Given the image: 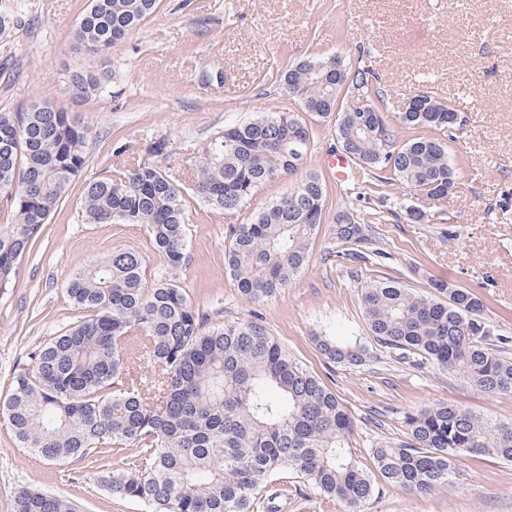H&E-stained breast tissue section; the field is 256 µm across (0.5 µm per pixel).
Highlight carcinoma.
I'll list each match as a JSON object with an SVG mask.
<instances>
[{
  "instance_id": "1",
  "label": "carcinoma",
  "mask_w": 512,
  "mask_h": 512,
  "mask_svg": "<svg viewBox=\"0 0 512 512\" xmlns=\"http://www.w3.org/2000/svg\"><path fill=\"white\" fill-rule=\"evenodd\" d=\"M159 0H89L73 31L74 50L112 52L158 8ZM301 111L336 114L340 147L361 166L390 174L429 201H445L456 172L445 146L433 138L401 143L394 124L362 129L347 112L349 95L375 107L380 87L366 67L339 60H305L283 75ZM75 103L108 92L105 74L74 73ZM453 107L414 94L398 122L448 136ZM87 128L48 106L0 112V200L12 210V228L0 234V291L69 185L86 164ZM311 147L305 121L278 112L230 126L202 148L190 188L209 206L232 211L260 185L303 166ZM154 157L86 180L81 218L87 224H141L171 267L186 259L187 196L170 174L172 153L159 138ZM326 189L316 176L273 201L253 222L239 225L227 265L239 292L262 303L288 287L310 258V243L324 218ZM336 245L361 258L371 238L365 227L338 213ZM437 296L420 295L397 280L361 291L366 325L377 344L458 376L477 390L512 394V337L483 316L481 298L442 280ZM66 292L84 317L49 339L31 364L13 377L0 406L23 448L47 461L90 458L101 464L129 448L137 454L100 481L119 498L150 512H272L277 476L294 474L304 486L337 502L342 512H366L378 485L350 448L354 423L336 394L269 335L262 320L208 327L184 289L148 282L143 260L117 251L78 269ZM332 363L360 365L368 351H349L331 338L318 341ZM158 368L142 380L136 367ZM405 439L374 450L384 483L426 496L450 485L457 462L493 456L512 462V423L473 410L437 404L405 416ZM14 512H75L67 500L23 490Z\"/></svg>"
}]
</instances>
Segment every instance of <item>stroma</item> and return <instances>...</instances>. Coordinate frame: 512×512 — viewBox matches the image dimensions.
Returning a JSON list of instances; mask_svg holds the SVG:
<instances>
[{
    "mask_svg": "<svg viewBox=\"0 0 512 512\" xmlns=\"http://www.w3.org/2000/svg\"><path fill=\"white\" fill-rule=\"evenodd\" d=\"M88 0H0L20 23L0 36V112L42 103L71 112L89 128L87 164L0 293V404L29 354L76 323L65 286L88 260L116 251L143 257L148 280L181 285L211 326L261 316L270 336L318 374L354 421L351 444L365 469L378 446L404 437V418L450 402L512 421V394L489 395L456 376L390 357L373 341L361 290L393 279L427 295L442 278L479 293L485 315L512 336V0H160L157 11L112 54L86 56L71 35ZM336 57L379 78L376 105L395 122L414 92L428 91L463 120L446 141L457 184L448 201L424 206L423 223L407 220L420 205L399 183L356 168L355 193H344L331 156L341 150L334 118H308L313 142L305 165L260 186L237 210L189 199L186 260L170 268L139 224H86L78 216L87 178L144 160L165 138L174 176L193 183L199 149L224 126L299 106L280 81L308 59ZM107 71L106 96L78 104L71 73ZM130 150L116 155L115 147ZM326 188L325 220L296 280L263 303L238 291L225 265L235 227L248 224L308 175ZM369 225L383 257L351 262L336 255L337 211ZM330 337L369 349L363 365L327 363L317 342ZM56 494L79 512H147L113 497L88 460L49 462L20 447L0 417V512H13L22 489ZM367 512H512V463L492 457L456 468L450 487L413 496L383 487Z\"/></svg>",
    "mask_w": 512,
    "mask_h": 512,
    "instance_id": "35a3bbf8",
    "label": "stroma"
}]
</instances>
